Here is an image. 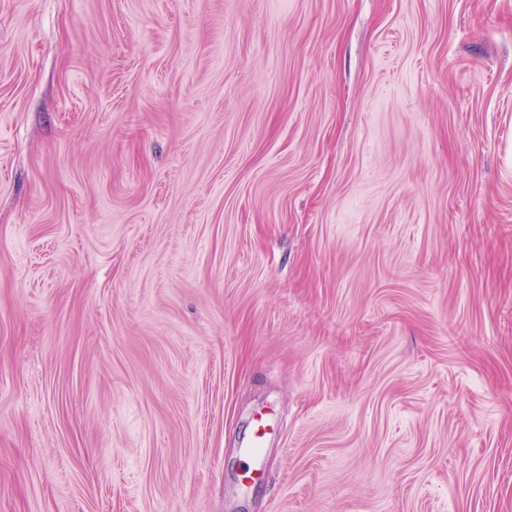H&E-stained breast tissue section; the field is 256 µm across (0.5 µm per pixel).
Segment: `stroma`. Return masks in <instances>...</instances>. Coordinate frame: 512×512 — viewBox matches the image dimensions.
<instances>
[{"mask_svg":"<svg viewBox=\"0 0 512 512\" xmlns=\"http://www.w3.org/2000/svg\"><path fill=\"white\" fill-rule=\"evenodd\" d=\"M0 512H512V0H0ZM272 430L273 427L267 418L260 416L259 418L255 419L251 438L246 448L247 454L249 456L253 458L258 457V452L261 449L264 440Z\"/></svg>","mask_w":512,"mask_h":512,"instance_id":"obj_1","label":"stroma"}]
</instances>
